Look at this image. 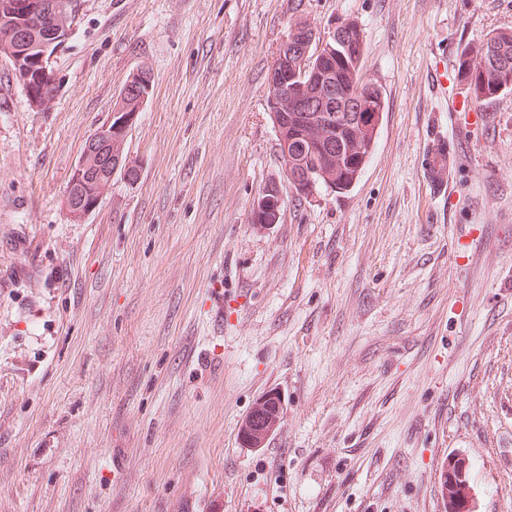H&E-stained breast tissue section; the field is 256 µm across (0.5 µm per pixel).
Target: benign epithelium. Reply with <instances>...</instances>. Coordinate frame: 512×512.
I'll use <instances>...</instances> for the list:
<instances>
[{
	"label": "benign epithelium",
	"mask_w": 512,
	"mask_h": 512,
	"mask_svg": "<svg viewBox=\"0 0 512 512\" xmlns=\"http://www.w3.org/2000/svg\"><path fill=\"white\" fill-rule=\"evenodd\" d=\"M0 11L7 15L23 16L35 26L48 31V39L34 50L23 49V34L17 28L5 30L0 39V58L7 59L15 79L27 94L31 108L45 112L52 108L55 97L46 89L55 85L56 76L51 69V58L71 35V25L61 20V7L55 0H6L0 3ZM296 28L283 40L272 68L287 65L288 56L299 48L295 43ZM135 98V107L115 110L110 118L87 140L76 165L75 176L67 187L66 206L70 218L80 222L100 206L112 185V177L119 169H129L123 164V151L129 131L147 99L138 98V92L125 85L119 98ZM248 428L242 432L251 445L260 444L278 425V420L246 421Z\"/></svg>",
	"instance_id": "obj_1"
}]
</instances>
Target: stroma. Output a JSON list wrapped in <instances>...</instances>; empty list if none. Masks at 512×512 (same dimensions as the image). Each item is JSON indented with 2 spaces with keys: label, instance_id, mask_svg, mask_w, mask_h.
Returning a JSON list of instances; mask_svg holds the SVG:
<instances>
[{
  "label": "stroma",
  "instance_id": "stroma-1",
  "mask_svg": "<svg viewBox=\"0 0 512 512\" xmlns=\"http://www.w3.org/2000/svg\"><path fill=\"white\" fill-rule=\"evenodd\" d=\"M298 17L356 21L386 102L354 185L303 201L266 106ZM502 29L512 0H84L46 112L0 60V512H446L454 455L475 512H512V93L448 103ZM139 71L138 177L71 221ZM273 183L279 221L252 223ZM278 422V418L262 420L260 422L257 418H248L246 424L249 428H245V425L243 426L242 437L249 442V445H258L276 428Z\"/></svg>",
  "mask_w": 512,
  "mask_h": 512
}]
</instances>
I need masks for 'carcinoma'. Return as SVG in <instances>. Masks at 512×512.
<instances>
[{
  "label": "carcinoma",
  "mask_w": 512,
  "mask_h": 512,
  "mask_svg": "<svg viewBox=\"0 0 512 512\" xmlns=\"http://www.w3.org/2000/svg\"><path fill=\"white\" fill-rule=\"evenodd\" d=\"M363 42L356 28L346 24L336 26L334 37L328 44L331 49L322 51L315 60L311 74L307 76V86L296 88L293 60H288V69L280 70L279 84L288 88V93L302 101L298 112L283 113V122L288 124V153L297 161L292 169L294 180L303 184L308 174L321 172L327 162H337L336 175L332 183L325 181V188L341 193L349 190L360 177L375 147V131L385 111V99L379 89L365 87L355 96L353 89L358 82L357 64L359 47ZM458 74L469 86L476 102H484L512 91V30L496 31L483 43L479 51L472 55L463 51L458 61ZM331 87L328 94L333 99L328 118L333 125L319 146L312 147L305 142L306 124L312 122L309 98L316 96L319 83ZM364 126L359 146L349 149V142L359 126ZM440 476L442 492L446 493L447 503L455 509L464 507L460 487L469 483V475L461 476L451 466Z\"/></svg>",
  "instance_id": "cac0c4a2"
}]
</instances>
